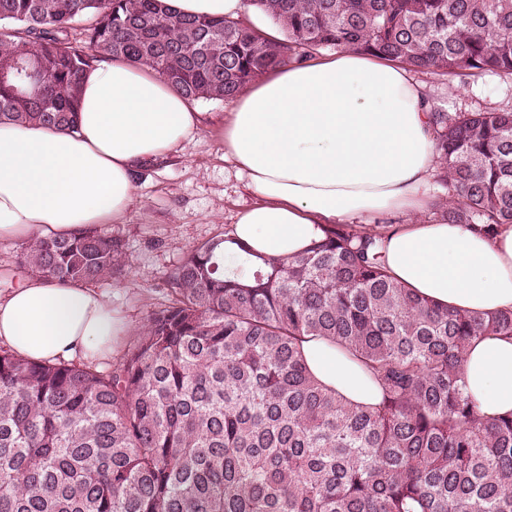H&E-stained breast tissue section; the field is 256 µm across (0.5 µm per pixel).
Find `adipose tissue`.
I'll list each match as a JSON object with an SVG mask.
<instances>
[{
  "instance_id": "obj_1",
  "label": "adipose tissue",
  "mask_w": 512,
  "mask_h": 512,
  "mask_svg": "<svg viewBox=\"0 0 512 512\" xmlns=\"http://www.w3.org/2000/svg\"><path fill=\"white\" fill-rule=\"evenodd\" d=\"M171 11L241 18L244 0H161ZM194 101L150 67L97 63L81 83L78 123L0 124V240L69 235L120 222L137 176L201 125ZM224 150L258 198L224 243V276L287 259L328 225L396 213L381 234L389 273L433 303L485 315L512 309V226L486 237L464 224L421 222L438 165L424 89L402 65L361 53L267 71L233 102ZM130 327L85 283L26 276L0 295V345L34 361L110 358ZM312 374L346 400L379 401L377 384L336 346L308 338ZM467 392L480 414L512 412V339L490 335L465 354Z\"/></svg>"
}]
</instances>
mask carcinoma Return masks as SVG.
I'll return each mask as SVG.
<instances>
[{"label": "carcinoma", "instance_id": "1", "mask_svg": "<svg viewBox=\"0 0 512 512\" xmlns=\"http://www.w3.org/2000/svg\"><path fill=\"white\" fill-rule=\"evenodd\" d=\"M250 2L285 38L158 0H0V67L31 54L41 65L23 96L0 78V123L74 130L84 72L112 58L192 100L232 99L323 49L512 77V0ZM431 118L448 185L432 211L487 236L512 225V107H433ZM222 244L184 253L167 304L108 372L0 351V512H512V413L482 417L463 377L469 345L512 337V310L473 315L417 296L367 231L331 227L240 280L224 278ZM16 264L96 283L125 254L91 227L34 239ZM308 337L357 361L380 402L319 383Z\"/></svg>", "mask_w": 512, "mask_h": 512}]
</instances>
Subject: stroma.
<instances>
[{"label": "stroma", "instance_id": "1", "mask_svg": "<svg viewBox=\"0 0 512 512\" xmlns=\"http://www.w3.org/2000/svg\"><path fill=\"white\" fill-rule=\"evenodd\" d=\"M432 106L449 112L512 105V78H460L414 72ZM205 124L165 160L147 164L138 176L135 202L123 223L107 230L120 240L127 265L122 275L99 281L98 289L139 333L149 313L165 304L167 277L184 252L223 237L256 198L234 161L224 154V99L199 100Z\"/></svg>", "mask_w": 512, "mask_h": 512}]
</instances>
